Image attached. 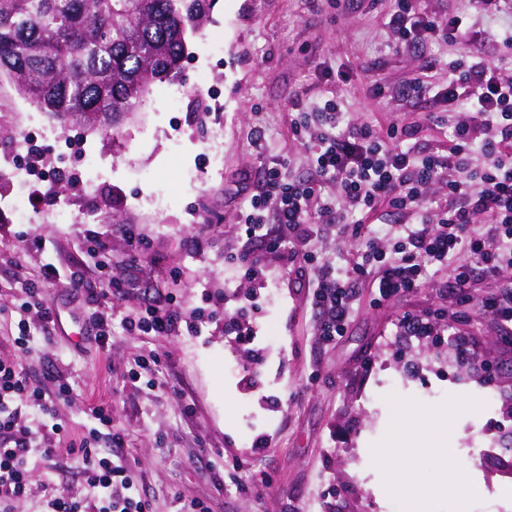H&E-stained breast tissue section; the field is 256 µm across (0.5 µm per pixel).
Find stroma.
Segmentation results:
<instances>
[{
	"mask_svg": "<svg viewBox=\"0 0 512 512\" xmlns=\"http://www.w3.org/2000/svg\"><path fill=\"white\" fill-rule=\"evenodd\" d=\"M419 4L440 18L470 15L477 37L464 46L397 51L386 27L392 0H341L335 8L328 0H215L213 24L190 40L180 110L169 106V83H156L116 143L61 127L0 85V168L11 173L0 181V358L19 362L46 391L59 380L70 387L69 398L52 407L63 425L54 440L58 452L31 458L37 474L49 475L64 494L87 495L68 451L80 447L92 409L103 405L124 437L122 453L149 512H180L193 500L210 512H396L370 463L385 439L390 402L421 409L475 400L477 410L456 418L450 441L475 485L472 512H512V450L504 447L512 438V329L480 304L485 291L512 276L493 280L476 267L463 292L448 269H434L423 288L382 302L362 285L344 336L326 342L306 281L269 259L267 291L246 315L265 339L261 384L253 392L243 382L252 362L225 335L223 320L206 317L194 331L169 337L137 336L122 326L147 299L169 292L187 315L240 306L250 284L224 261L250 248L235 231L240 208L270 162L285 163L297 179L309 174L305 148L286 133L293 109L332 93L351 125L383 127L396 117L420 124L428 102L407 103L402 92L424 61L434 60L430 81L440 87L449 60L464 49L491 60L503 53L480 34L512 29V12L488 17L470 0ZM215 44L223 45V56L212 54ZM326 65L343 80H323ZM377 82L390 95L372 97ZM202 104L210 109L203 122ZM216 129L223 133L219 169L210 162ZM174 138L182 144L176 153L169 148ZM449 138L447 125L421 126L410 145L441 152ZM24 139L48 157L44 180L13 164ZM36 184L49 198L16 214L12 200ZM116 209L124 223H112ZM206 220L213 228L199 251L192 235ZM131 225L149 239L137 262L127 239ZM30 231L43 250L28 248ZM88 231L109 245L108 275L86 277V288L112 314L109 348L90 335L86 288L63 278L44 284L52 322L32 320L26 346L18 348L25 280L40 278L49 261L81 270L90 259L82 248ZM407 316L428 317L432 335H404ZM147 355L157 359L151 381L132 380L136 360Z\"/></svg>",
	"mask_w": 512,
	"mask_h": 512,
	"instance_id": "stroma-1",
	"label": "stroma"
}]
</instances>
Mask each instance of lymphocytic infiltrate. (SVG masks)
Here are the masks:
<instances>
[{
	"mask_svg": "<svg viewBox=\"0 0 512 512\" xmlns=\"http://www.w3.org/2000/svg\"><path fill=\"white\" fill-rule=\"evenodd\" d=\"M396 2L387 22L394 48L454 44L472 32L467 15L440 19L419 10L415 0ZM501 41L510 52L497 60L470 52L449 61L448 82L439 90L429 91L418 77L404 90L409 99L430 98L427 124L438 122L440 106H447L453 136L447 153L406 148L415 130L395 119L382 135L368 126L350 127L334 97L289 115L288 136L307 149L310 175L297 180L284 164L268 165L258 191L239 212V235L275 254L280 232L303 244L297 273L312 278L321 336L345 333L360 282H370L380 299L391 300L423 286L428 268L441 266L451 268L464 289L469 269L460 257L468 253L480 257L488 276L512 270V32H504ZM384 208L416 219L392 252L371 244L355 248L340 274L308 250L320 227L354 238L361 224ZM478 220L484 232H474ZM125 326L141 336L166 337L196 323L185 318L170 293ZM30 406L47 411L45 393L31 387L18 362L0 359V512H12L13 502L36 482L28 455H53L50 440L62 429L56 422L32 427L23 414ZM91 420L78 464L96 512H144L146 500L125 457H102L93 447L101 432L112 428L111 409L93 408Z\"/></svg>",
	"mask_w": 512,
	"mask_h": 512,
	"instance_id": "f902f5d3",
	"label": "lymphocytic infiltrate"
}]
</instances>
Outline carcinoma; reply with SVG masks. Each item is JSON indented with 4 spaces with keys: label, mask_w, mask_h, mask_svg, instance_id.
Returning <instances> with one entry per match:
<instances>
[{
    "label": "carcinoma",
    "mask_w": 512,
    "mask_h": 512,
    "mask_svg": "<svg viewBox=\"0 0 512 512\" xmlns=\"http://www.w3.org/2000/svg\"><path fill=\"white\" fill-rule=\"evenodd\" d=\"M213 0H0V79L64 128L117 140L154 84L181 80Z\"/></svg>",
    "instance_id": "cac0c4a2"
}]
</instances>
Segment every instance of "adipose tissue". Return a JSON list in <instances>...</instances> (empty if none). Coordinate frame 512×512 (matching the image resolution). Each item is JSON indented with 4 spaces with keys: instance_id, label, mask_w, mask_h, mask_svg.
<instances>
[{
    "instance_id": "adipose-tissue-1",
    "label": "adipose tissue",
    "mask_w": 512,
    "mask_h": 512,
    "mask_svg": "<svg viewBox=\"0 0 512 512\" xmlns=\"http://www.w3.org/2000/svg\"><path fill=\"white\" fill-rule=\"evenodd\" d=\"M470 402L452 409L414 410L400 401L392 404V419L383 447L372 453V463L383 478L384 491L397 501L400 512H431L433 501L447 498L458 512H468L473 492L448 450V438L457 414L472 411ZM440 458L443 476L428 485L420 480L427 455Z\"/></svg>"
}]
</instances>
